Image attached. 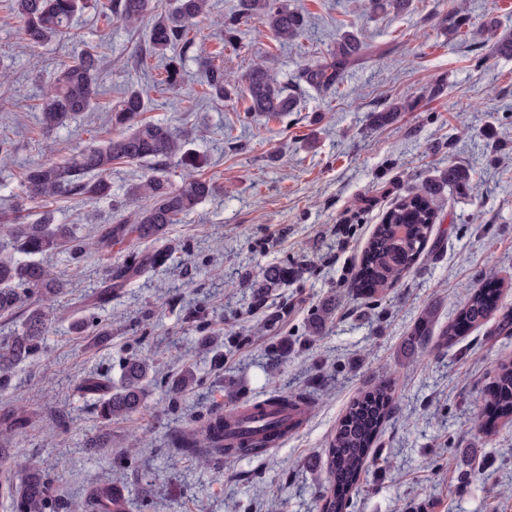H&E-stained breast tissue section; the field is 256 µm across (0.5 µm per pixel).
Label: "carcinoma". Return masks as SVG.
Here are the masks:
<instances>
[{"instance_id": "cac0c4a2", "label": "carcinoma", "mask_w": 512, "mask_h": 512, "mask_svg": "<svg viewBox=\"0 0 512 512\" xmlns=\"http://www.w3.org/2000/svg\"><path fill=\"white\" fill-rule=\"evenodd\" d=\"M11 11L17 19L24 39L36 46L53 41L67 33L72 19L92 8L111 25L137 28L154 12V0H11ZM212 13L210 0H171L164 14L153 19L148 31L145 53L163 63L165 81L175 88L183 78L185 55L190 48L189 26ZM256 17L274 38L287 42L301 32L304 17L288 9L282 0H239L234 15L224 21V45L237 39L240 20ZM365 50L359 37L349 31L339 35L336 51L329 57L301 69L299 79L315 90L341 83L343 72L353 57ZM203 83L209 97L224 100L230 82L224 67L200 61ZM99 59L92 52L64 66L53 87L39 107V124L47 131L67 124L91 109L97 94ZM248 111L261 116L278 117L294 112L297 98L288 93L262 65L255 64L242 76ZM149 97L146 89L132 86L112 109V127L118 133L100 144L89 146L62 163H42L29 168L24 177L27 198L48 201L58 197L84 196L90 200L111 196L110 174L117 162L153 164L151 172L132 185L130 193L145 200V205L127 220L101 226L94 245L101 249L112 241H120L135 232L141 239L163 238L170 224L193 211L214 192L209 181L187 175L181 185H173L165 175L172 160L184 166H195L196 156L186 150V139L163 122L141 119ZM472 175L455 163L440 179L431 180L421 188L398 199L376 225L361 256L358 275L362 286L377 292L391 288L418 262L427 247L436 212L433 197L441 186L467 190ZM0 246L6 244L26 255L25 259L0 261V317L16 315L26 300H33L25 310L21 330L0 338V381L8 382L11 369L28 359L40 347L48 328L46 306L64 293L66 285L42 264L32 260L62 248L75 253L83 245L73 227L56 224L52 212L44 210L30 223L0 217ZM165 245L141 255H131L109 268L108 285L100 297L112 294L133 277L165 266L169 260ZM290 271L275 266L266 272L263 288L288 283ZM512 288V281L493 275L474 289L455 317L437 335L439 347H451L467 328H480L497 318L494 333L512 336V312L499 306L503 289ZM154 359H134L123 367L117 386L96 378L80 384V391L95 397L100 417L110 421L137 411L145 397L146 385L153 378ZM196 376L185 368L172 384V390L183 394L194 389ZM486 403L501 410L500 417L512 423V359L497 362L491 385L484 392ZM270 410H212L204 424L192 436H179L173 445L185 455L205 453L206 461L231 462L240 457L260 455L284 442L298 423L301 410L309 407L306 397L285 392L270 400ZM393 414L392 385L379 381L352 401L341 416L327 448L329 459L327 485L320 491V512H347L353 493L373 462L372 449L377 445L386 422ZM29 416L19 408L0 409V463L7 464L15 437L25 433ZM0 495L8 500L11 512H46L56 497L55 486L42 474L36 461H31L24 474L13 480L4 475ZM88 505L93 512H124L121 496L110 483L90 482Z\"/></svg>"}]
</instances>
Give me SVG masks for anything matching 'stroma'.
Segmentation results:
<instances>
[{"label": "stroma", "mask_w": 512, "mask_h": 512, "mask_svg": "<svg viewBox=\"0 0 512 512\" xmlns=\"http://www.w3.org/2000/svg\"><path fill=\"white\" fill-rule=\"evenodd\" d=\"M192 26L184 80L161 83L145 56V28L109 26L87 10L64 39L33 48L0 0V212L32 216L26 170L61 162L113 134L110 112L129 86L149 90L146 118L188 136L214 193L169 225L168 268L131 279L97 301L109 265L149 249L129 238L111 252L59 250L42 261L67 284L49 311L40 350L0 386V407L23 405L29 424L11 445L12 463L38 457L61 506L79 502L90 480L112 483L125 512H319L326 448L349 402L377 379L391 380L396 410L348 512H512V424L475 421L497 360L512 357V336L490 326L435 349L447 324L489 271L512 277V57L494 53L485 29L512 33V0H410L406 10L373 11L368 0H287L307 24L282 45L252 18L235 45L221 21L238 0H212ZM370 49L351 62L344 84L318 93L300 81L304 64L324 58L339 35ZM100 59L93 108L48 132L36 104L57 69L87 50ZM231 77L266 63L299 101L265 118L244 94L221 102L205 92L200 55ZM410 108L392 121L372 117L392 103ZM473 170L476 189L443 190L438 219L416 269L374 296L355 288L360 256L398 198L447 169ZM147 164L113 165L111 198H57L48 209L78 238L129 217L141 205L129 189ZM294 275L263 287L269 267ZM106 327L108 342L76 336L73 321ZM150 356L156 374L142 408L101 420L78 382L119 384L128 360ZM192 364L198 385L175 395L171 379ZM283 391L313 401L280 447L224 464L182 457L169 441L198 429L208 412L260 402Z\"/></svg>", "instance_id": "1"}]
</instances>
